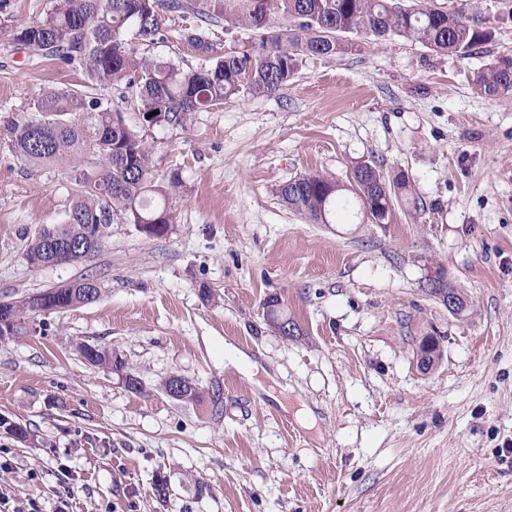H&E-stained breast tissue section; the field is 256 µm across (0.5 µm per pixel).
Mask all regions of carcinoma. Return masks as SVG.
Listing matches in <instances>:
<instances>
[{"instance_id":"cac0c4a2","label":"carcinoma","mask_w":512,"mask_h":512,"mask_svg":"<svg viewBox=\"0 0 512 512\" xmlns=\"http://www.w3.org/2000/svg\"><path fill=\"white\" fill-rule=\"evenodd\" d=\"M194 15L260 33L258 42L220 53L198 31L180 34L204 64L184 70L163 59L138 58L127 33L144 44L163 38L165 14ZM354 34L374 41L394 37L419 42L441 55L467 56L494 38L491 18L465 8L409 6L402 0H48L44 16L26 25L0 21V39L32 56L85 65L86 90H53L29 106L30 115L11 130L14 151L42 167L67 158L74 162L71 201L64 222L41 227L25 252L34 268L75 264L99 251L108 225L119 219L163 237L173 224L169 192L156 184L149 151L139 134L88 90L123 83L132 105L149 125L182 123L193 112L219 106L240 94H274L288 85L303 58L344 54L342 39ZM475 90L489 99L512 92V56H499L474 72ZM352 177L362 209L385 221L393 200L409 197L405 176L386 182L372 164ZM288 208L315 224H330L349 208L336 181L321 174L298 176L279 189ZM100 297L92 279L65 283L9 303L13 317L0 336H17L46 311L85 304ZM90 365L118 374L122 355L105 346L77 347Z\"/></svg>"}]
</instances>
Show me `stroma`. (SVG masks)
Wrapping results in <instances>:
<instances>
[{
	"label": "stroma",
	"instance_id": "obj_1",
	"mask_svg": "<svg viewBox=\"0 0 512 512\" xmlns=\"http://www.w3.org/2000/svg\"><path fill=\"white\" fill-rule=\"evenodd\" d=\"M434 2L491 16L494 39L463 58L364 40L304 59L277 94L182 124H142L128 89H97L151 150L174 222L161 238L114 222L89 261L39 269L27 245L64 221L70 167H32L7 130L44 91L81 88L86 70L0 41V302L81 278L101 289L0 340L1 502L52 512L66 489L69 512H512V93L490 100L471 84L512 56V0ZM184 28L221 52L258 38L172 14L162 40L133 48L199 67ZM363 163L405 175L421 209L402 198L382 224H313L279 196L310 172L349 182ZM437 270L468 297L463 315L430 294ZM270 297L294 336L266 321ZM429 337L442 352L425 372ZM81 342L121 353L144 394L85 363ZM228 342L274 395L225 368ZM173 373L201 403L159 390Z\"/></svg>",
	"mask_w": 512,
	"mask_h": 512
}]
</instances>
